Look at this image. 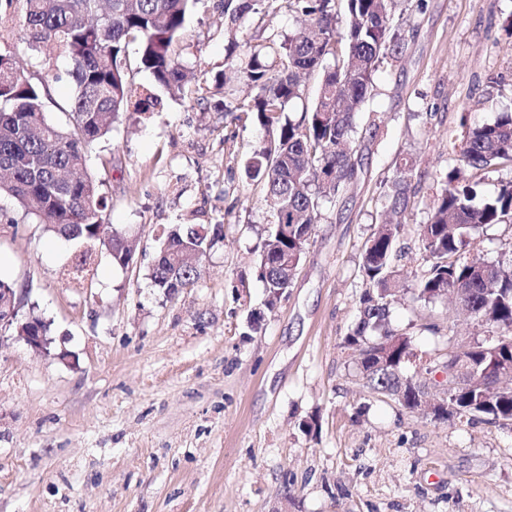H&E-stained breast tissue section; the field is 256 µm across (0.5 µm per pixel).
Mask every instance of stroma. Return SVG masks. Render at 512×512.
I'll return each instance as SVG.
<instances>
[{
	"label": "stroma",
	"mask_w": 512,
	"mask_h": 512,
	"mask_svg": "<svg viewBox=\"0 0 512 512\" xmlns=\"http://www.w3.org/2000/svg\"><path fill=\"white\" fill-rule=\"evenodd\" d=\"M393 21L403 52L358 116L355 173L321 202L275 310L257 272L265 187L245 172L271 134L239 109L255 89L219 83L222 0H197L186 17L175 47L185 95L159 86L128 46L129 81L158 103L126 112L90 165L104 223L135 241L127 266L98 247L91 285L74 286L75 243L0 198V278L21 291L20 317H42L51 338L43 353L0 332V512H512V425L408 412L365 387L344 344L366 288L364 246L408 158L416 195L391 321L434 359L449 337L490 331L449 323L447 299H418V227L455 163L461 119L512 111V0H422ZM69 66L27 72L49 87L54 123L69 120ZM178 224L217 232L198 279L170 296L150 273Z\"/></svg>",
	"instance_id": "stroma-1"
}]
</instances>
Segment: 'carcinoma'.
I'll list each match as a JSON object with an SVG mask.
<instances>
[{
	"label": "carcinoma",
	"instance_id": "obj_1",
	"mask_svg": "<svg viewBox=\"0 0 512 512\" xmlns=\"http://www.w3.org/2000/svg\"><path fill=\"white\" fill-rule=\"evenodd\" d=\"M23 13L30 55L25 60L0 52V196L12 198L25 215L84 249L68 271L81 286L94 276L92 255L102 224V198L89 171L88 150L110 133L129 107L144 114L151 96L133 99L127 80V48L139 41V60L155 81L173 93H185V74L173 54L185 17L195 0H8ZM346 27L337 26L336 0H224V35L228 40L224 81L244 78L258 94L247 111L275 130L270 142L251 156L246 174L262 181L273 229L258 257L260 279L273 307L290 287L318 219L320 200L336 197L355 172L352 138L357 114L383 58L402 53L399 34L390 24L396 0H345ZM292 12L307 26L269 39L237 54L235 33L247 20L262 22L271 12ZM345 51L333 66L324 64L337 45ZM64 57L75 87L69 102L74 122L60 127L47 121V85L26 76L33 64ZM314 71L322 81L313 108L297 120L285 115L300 96V79ZM512 165V112L495 121L469 125L457 163L439 174L441 193L428 221L419 225V241L429 269L417 283L418 297L430 301L455 288L462 297L455 315L478 313L498 331V348L470 345L467 358L476 374L447 391L436 418L444 421L483 417L489 423L512 422V246L487 261L469 253L474 230L512 224V180L494 195L476 200L474 171ZM413 163H405L385 193L391 220L367 240L363 270L368 288L346 347L359 351L362 379L375 394L390 396L409 410L416 395L427 394L421 380L403 367L416 356L412 341L393 328L390 305L398 286L393 266L401 218L409 206ZM207 236L191 225L167 234L164 250L151 271L154 286L172 295L191 286L205 256ZM114 263H126L129 248L114 236L108 243Z\"/></svg>",
	"mask_w": 512,
	"mask_h": 512
}]
</instances>
